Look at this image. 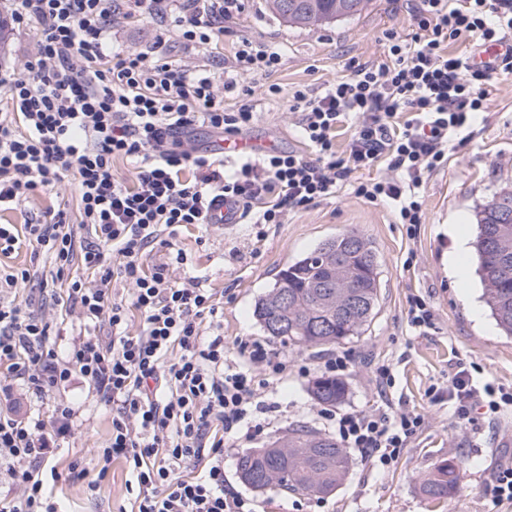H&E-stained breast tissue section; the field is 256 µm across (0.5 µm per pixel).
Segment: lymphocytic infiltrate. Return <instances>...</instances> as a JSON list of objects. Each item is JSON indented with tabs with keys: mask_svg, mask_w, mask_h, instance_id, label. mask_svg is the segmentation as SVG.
<instances>
[{
	"mask_svg": "<svg viewBox=\"0 0 512 512\" xmlns=\"http://www.w3.org/2000/svg\"><path fill=\"white\" fill-rule=\"evenodd\" d=\"M240 10L241 0H211L206 10L191 0H11L13 22L32 28L35 39L22 71L0 73V212L70 178L92 239L78 245L67 211L49 210L21 227L0 224V254L27 239L61 276L81 251L93 280L73 281L67 299L84 324L108 327L111 339L78 337L61 358L49 346L56 324L26 303L0 304V393L11 395L20 382L42 397L80 375L112 407V434L96 453L99 472L125 463L135 512H255L226 481L224 454L240 439L267 435L263 416L275 406L261 401L256 377L276 384L291 367L286 353L250 336L234 343L241 363H229L223 336L202 331L219 314L213 293L195 280L170 281V264H187L186 252L148 272L146 250L162 232L207 223L221 198L238 202L242 223L261 237L268 225L348 186L368 201L390 202L398 223L417 233L425 176L472 129L489 78L512 73V0H419L409 41L391 44L382 60L351 66L319 93L294 91L291 109L312 158L239 155L228 167L223 154L194 146L195 131L247 132L257 112L239 77L269 78L281 53L240 39L232 66L218 75L163 49L111 50L107 36L117 21L150 19L205 48ZM459 39L505 52L474 68L449 54ZM346 123L351 134L340 157L336 133ZM117 158L133 162V183L113 175ZM379 167L385 175L350 180ZM189 169L194 178H185ZM118 280L130 286L129 301L114 298ZM132 308L144 318L134 334ZM448 399L465 423L478 406L496 418L512 406V391L477 387L462 368L448 382ZM77 413L60 401L46 417L0 415V512H58L41 464L72 436ZM331 421L343 447L383 469L424 424L415 412L381 407L335 413Z\"/></svg>",
	"mask_w": 512,
	"mask_h": 512,
	"instance_id": "obj_1",
	"label": "lymphocytic infiltrate"
}]
</instances>
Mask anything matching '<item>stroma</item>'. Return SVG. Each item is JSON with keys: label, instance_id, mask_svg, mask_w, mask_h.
I'll return each instance as SVG.
<instances>
[{"label": "stroma", "instance_id": "stroma-1", "mask_svg": "<svg viewBox=\"0 0 512 512\" xmlns=\"http://www.w3.org/2000/svg\"><path fill=\"white\" fill-rule=\"evenodd\" d=\"M413 8L412 0H370L360 16L296 28L271 14L265 0H244L232 33L208 51L183 50L175 33L149 20L115 24L110 43L117 50L139 51L162 42L188 66L215 72L232 65V43L238 36L278 49L283 65L271 80L281 91L272 100L259 97L260 117L250 133L257 138L276 136L282 151L307 156L311 150L299 137L300 115L289 109L292 91H320L347 74L351 62L381 59L387 34L408 38ZM510 185L512 74L491 79L473 136L463 138L447 165L426 177L420 190L423 224L417 237H410L406 225L395 222L388 206L369 202L348 188L290 214L287 223L269 225L261 239L248 224L230 228L209 224L184 228L172 236L161 234L144 258L145 267L166 261L176 250L185 251L187 264L171 266L170 280L180 286L195 278L222 295L220 330L228 346L239 336L266 340L253 316L255 300L267 291L280 268L322 240L355 229L368 237L377 252L380 294L374 318L363 335L350 342L291 350L294 363L308 366L310 373H290L278 384L274 399L280 407L274 414L271 437L287 436L289 428L298 425L333 434L309 386L313 377L322 374L324 361L335 355L351 363L344 377L348 394L338 411L367 410L387 400L421 413L425 423L387 469L372 467L358 451H351L346 478L334 493L323 497L274 486L257 491L245 485L238 477L237 459L244 451L265 446L266 440L240 442L225 455L224 473L256 512H512V504L497 503L488 490L494 471L512 463V410L494 420L478 414L473 422L461 423L448 402L432 401L430 395L431 390L445 388L461 367L470 372L477 386H512V337L499 330L485 302L475 252L465 257L472 271L468 285L458 283L449 262L452 240L448 234L449 225L460 224L468 237H475L476 212ZM59 207L68 211L78 239H88L89 230L79 225L76 187L70 180L55 194L35 191L18 209L1 213L0 222L21 224ZM0 264L36 271V281L0 292V301L31 300L46 317L61 323V335L50 341L56 353H64L73 336L98 335V328L83 325L76 314L66 313L58 303L69 280L84 277L80 263H73L59 279L50 261L34 257L31 247L24 245L0 259ZM413 295L433 308L432 328L411 325L408 299ZM475 308L480 311L476 318L471 315ZM382 362L390 364L393 376L383 398L373 380V369ZM59 400L80 406L68 446L44 463L60 475L56 490L63 512H131L134 498L126 491L130 473L125 463L113 461L102 478L93 462L96 450L105 446L112 432V409L99 401L80 376L41 399L21 389L8 397L0 394V414L23 417L45 412ZM452 457L464 462L460 487L448 503L437 507L423 497L420 485L439 460ZM74 463L85 467L84 479H68V468Z\"/></svg>", "mask_w": 512, "mask_h": 512}]
</instances>
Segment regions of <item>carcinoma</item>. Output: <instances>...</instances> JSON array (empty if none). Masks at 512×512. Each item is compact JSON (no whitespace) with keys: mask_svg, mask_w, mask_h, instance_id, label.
I'll return each mask as SVG.
<instances>
[{"mask_svg":"<svg viewBox=\"0 0 512 512\" xmlns=\"http://www.w3.org/2000/svg\"><path fill=\"white\" fill-rule=\"evenodd\" d=\"M368 0H266L283 23L309 28L356 16ZM474 243L478 273L485 299L497 326L512 336V187L496 192L476 215ZM341 265L356 285L361 307L343 312L342 288L322 284ZM378 260L374 248L361 234L348 232L321 242L311 252L278 271L267 293L259 297L253 315L263 329L272 319L284 322L276 339L291 349L335 346L361 335L371 322L378 302ZM290 301L283 305L281 296ZM312 397L334 406L345 400L347 387L335 378L320 376L311 382ZM350 466L349 453L336 438L307 426L292 429L288 443L273 442L242 453L237 471L240 480L253 489L275 485L288 492L314 496L333 493ZM462 463L445 459L421 483L426 499L440 505L459 489Z\"/></svg>","mask_w":512,"mask_h":512,"instance_id":"carcinoma-1","label":"carcinoma"}]
</instances>
